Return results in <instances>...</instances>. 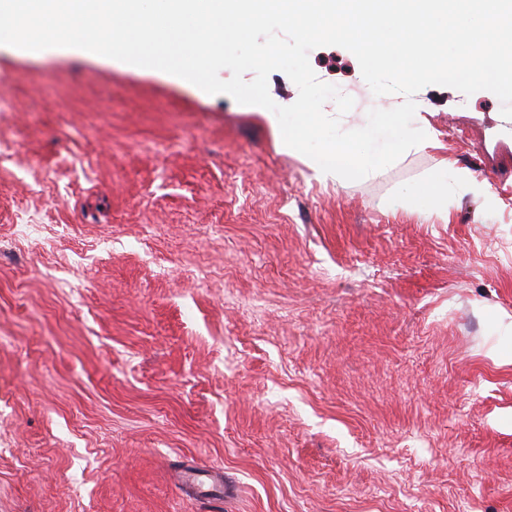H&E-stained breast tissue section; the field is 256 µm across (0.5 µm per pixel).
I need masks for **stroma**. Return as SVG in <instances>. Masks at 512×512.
<instances>
[{"label":"stroma","mask_w":512,"mask_h":512,"mask_svg":"<svg viewBox=\"0 0 512 512\" xmlns=\"http://www.w3.org/2000/svg\"><path fill=\"white\" fill-rule=\"evenodd\" d=\"M309 61L344 129L405 100ZM418 96L440 147L324 182L259 106L0 45V512H512V120Z\"/></svg>","instance_id":"stroma-1"}]
</instances>
